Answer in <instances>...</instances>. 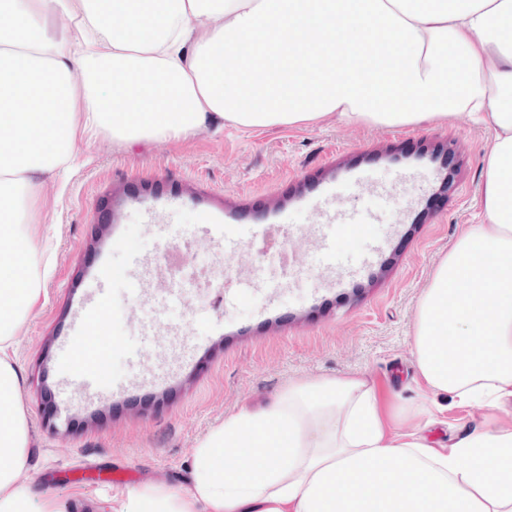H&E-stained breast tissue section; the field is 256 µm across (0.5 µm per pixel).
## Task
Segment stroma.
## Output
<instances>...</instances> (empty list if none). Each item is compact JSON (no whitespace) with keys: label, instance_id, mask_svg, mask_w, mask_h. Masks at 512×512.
<instances>
[{"label":"stroma","instance_id":"35a3bbf8","mask_svg":"<svg viewBox=\"0 0 512 512\" xmlns=\"http://www.w3.org/2000/svg\"><path fill=\"white\" fill-rule=\"evenodd\" d=\"M491 138L462 116L228 125L157 143L81 135L42 187L53 260L12 353L34 491L102 512L145 485L182 484L225 415L299 379L361 373L385 404L418 399V302L461 225L479 221ZM159 243L193 268L222 264L223 280L173 286ZM90 317L111 364L93 392L78 384ZM440 401L425 431L436 445L512 416Z\"/></svg>","mask_w":512,"mask_h":512}]
</instances>
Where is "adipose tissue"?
<instances>
[{
    "mask_svg": "<svg viewBox=\"0 0 512 512\" xmlns=\"http://www.w3.org/2000/svg\"><path fill=\"white\" fill-rule=\"evenodd\" d=\"M57 2L0 0V512H66L31 490L9 351L41 301L42 179L91 126L124 143L331 115L492 129L482 220L425 288L412 354L433 395L512 403V0H66L58 36ZM186 481L115 512H512V425L437 448L392 427L365 376L300 380L210 430Z\"/></svg>",
    "mask_w": 512,
    "mask_h": 512,
    "instance_id": "obj_1",
    "label": "adipose tissue"
}]
</instances>
